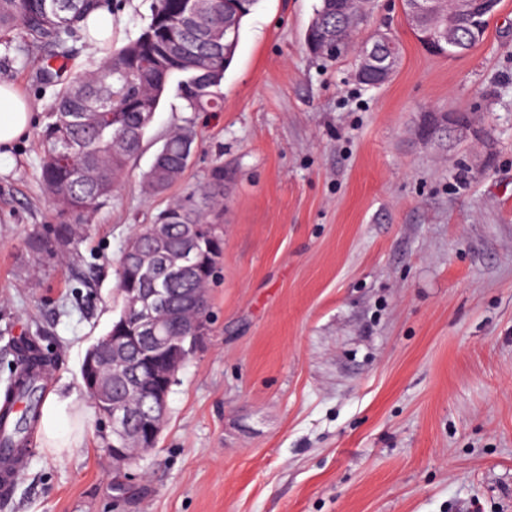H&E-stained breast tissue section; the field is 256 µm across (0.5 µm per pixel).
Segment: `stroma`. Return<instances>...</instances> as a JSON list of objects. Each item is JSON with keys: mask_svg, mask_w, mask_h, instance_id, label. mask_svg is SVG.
Returning a JSON list of instances; mask_svg holds the SVG:
<instances>
[{"mask_svg": "<svg viewBox=\"0 0 512 512\" xmlns=\"http://www.w3.org/2000/svg\"><path fill=\"white\" fill-rule=\"evenodd\" d=\"M111 46L151 0H113ZM392 80L353 77L355 52L311 55L319 0H258L241 24L218 111L196 118L181 183H142L182 123L167 95L109 204L66 257L30 246L60 222L39 180L56 90L40 62L0 50V82L32 112L0 146V392L10 346L51 359L46 393L72 398L75 448L34 431L0 512H512V0L484 40L427 53L400 0ZM470 129L422 138L425 110ZM223 164L224 258L211 330L176 375L155 449L115 477L81 365L120 312L122 250L185 186Z\"/></svg>", "mask_w": 512, "mask_h": 512, "instance_id": "obj_1", "label": "stroma"}]
</instances>
